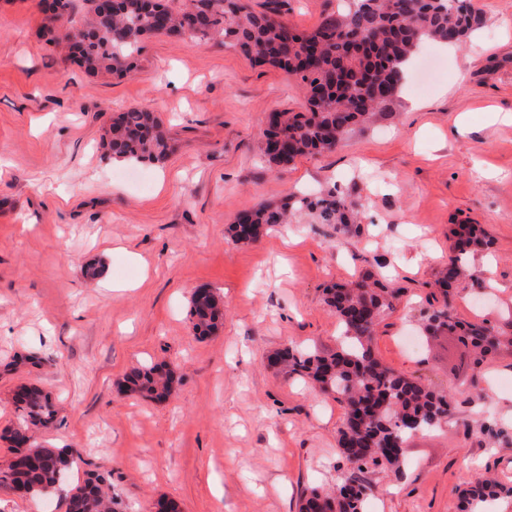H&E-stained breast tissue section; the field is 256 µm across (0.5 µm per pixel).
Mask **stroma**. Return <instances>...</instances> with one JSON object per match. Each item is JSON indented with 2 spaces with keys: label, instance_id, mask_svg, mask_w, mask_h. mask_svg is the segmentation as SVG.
Masks as SVG:
<instances>
[{
  "label": "stroma",
  "instance_id": "stroma-1",
  "mask_svg": "<svg viewBox=\"0 0 512 512\" xmlns=\"http://www.w3.org/2000/svg\"><path fill=\"white\" fill-rule=\"evenodd\" d=\"M313 31L336 0H249ZM482 23L463 45H426L437 74L404 89L394 119L335 151L285 165L262 154L268 113L304 111L302 81L220 40L150 37L126 76H92L61 45L44 0H0V470L14 454L20 386L48 393L57 418L38 442L79 449L80 472L107 477L119 512L161 498L181 512H299L305 489L352 468L338 453L345 410L280 374L287 346H338L325 288L362 277L399 294L375 333L376 357L453 399L448 423L407 439L400 469L372 467L368 512H461L475 475L512 486V350L453 372L455 340L422 337L451 231L493 241L466 260L488 286L455 283L464 321L512 334V0H473ZM151 106L174 143L135 175L108 163L113 117ZM332 186L358 201L357 232L304 216L257 240L230 226L243 210ZM100 265L90 280L85 269ZM200 288L224 322L196 335ZM161 364L163 402L126 392L132 366Z\"/></svg>",
  "mask_w": 512,
  "mask_h": 512
}]
</instances>
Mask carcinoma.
<instances>
[{
    "mask_svg": "<svg viewBox=\"0 0 512 512\" xmlns=\"http://www.w3.org/2000/svg\"><path fill=\"white\" fill-rule=\"evenodd\" d=\"M84 16L72 18L75 0H45L53 19L67 21L65 40L73 58L90 75H124L133 67L144 36L222 37L224 46L257 64H270L294 75L308 90L304 112L282 110L267 126L264 154L274 164L297 156L336 149L351 134L395 118L391 106L404 84L407 64L425 41L464 42L480 17L470 0H350L349 6L327 15L310 33H302L275 10L255 11L243 0H185L178 7L169 0H112V12L99 11L96 0H82ZM104 156L127 164L164 162L171 145L161 121L149 107L123 112L103 137ZM296 211H306L317 224L346 230L356 223L352 203L338 188L293 196L279 204L262 203L242 212L232 225L239 241L256 239L264 230L288 224ZM456 255L448 259L438 280L443 304L433 311L426 330L460 337L461 343L483 356L512 347L506 336L483 322L462 321L450 311L449 282L467 275V250L488 244L475 224H461L456 232ZM397 290L361 281L352 287L328 288L325 302L339 318L342 342L330 354L288 347L272 364L290 375L309 379L336 394L345 406V429L339 454L358 472L368 465L400 467L402 456L390 445L400 425L413 423L423 430L438 427L451 415L448 396L422 382L382 365L371 343L381 316L392 306ZM194 328L201 335L218 329L223 311L218 303L191 302ZM131 392L156 400L171 395L173 378L162 365L136 367L124 378ZM16 401L22 425L10 430L15 459L0 473V488L41 497L44 491L71 481L80 454L74 448L39 444L33 428L55 419L48 397L35 387L24 388ZM503 494H512L489 481L464 492L467 512L488 509ZM367 486L353 474L342 475L327 491L311 490L301 512H365ZM65 512H117L104 478L94 473L71 487Z\"/></svg>",
    "mask_w": 512,
    "mask_h": 512,
    "instance_id": "carcinoma-1",
    "label": "carcinoma"
}]
</instances>
